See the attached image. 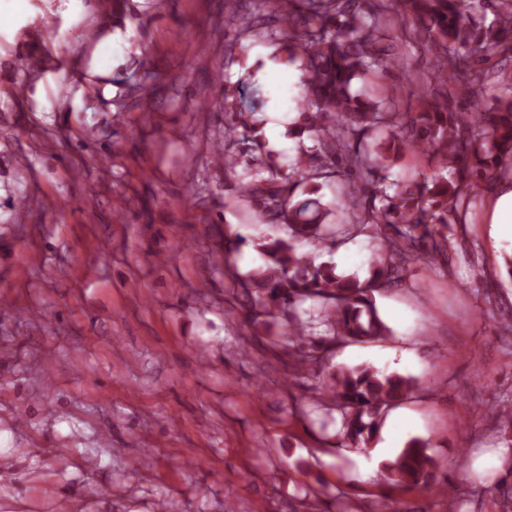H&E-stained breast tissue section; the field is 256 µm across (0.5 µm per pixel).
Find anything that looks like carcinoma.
Wrapping results in <instances>:
<instances>
[{"instance_id":"cac0c4a2","label":"carcinoma","mask_w":512,"mask_h":512,"mask_svg":"<svg viewBox=\"0 0 512 512\" xmlns=\"http://www.w3.org/2000/svg\"><path fill=\"white\" fill-rule=\"evenodd\" d=\"M403 2V14L392 17L384 0H278L273 36L285 62H298L302 70L298 134L308 132L315 140L314 153L300 156L291 169L263 157L257 114L264 99L250 89L251 82L240 78L224 87L220 102L207 104L224 114L214 139L224 148V160L214 166L235 177L237 198L263 223L285 232L257 243L266 264L242 282L248 325L288 330L289 375L317 380L320 405L340 416L338 447L369 449L381 416L412 398L417 384L369 366L332 367L330 353L389 333L375 294L402 281L411 264L446 257L448 225L465 223L476 198L506 172L504 158L512 157V75L498 71L499 85L492 88L484 70L491 61L496 66L512 61V0ZM128 18H138L133 0H112V26L123 29ZM227 18L239 26L227 45L231 55L269 29L259 15L240 18L229 10ZM397 26L431 62L430 70L408 78L419 88L418 106L404 116L355 90L356 80L391 68L390 31ZM123 85L148 112L161 89L160 75L145 70ZM404 153L427 158L435 172L406 186L391 179V163ZM294 179L307 187V198L297 202ZM332 180L343 185L339 205L351 213L347 224L333 223L331 209L318 196ZM368 227L381 238L382 250L363 280L314 266L296 250L300 241L332 248ZM306 303L315 318H303ZM433 468L427 444L412 439L383 464L381 479L390 489L434 488L450 498L455 512L457 488L433 486Z\"/></svg>"}]
</instances>
